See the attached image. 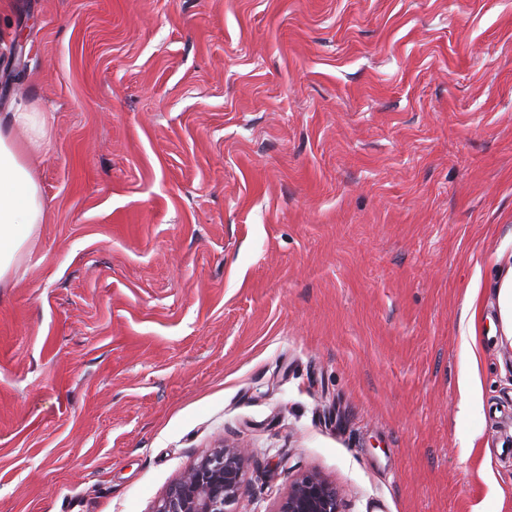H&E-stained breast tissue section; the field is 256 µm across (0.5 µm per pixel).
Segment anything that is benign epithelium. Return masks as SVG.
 <instances>
[{
	"mask_svg": "<svg viewBox=\"0 0 512 512\" xmlns=\"http://www.w3.org/2000/svg\"><path fill=\"white\" fill-rule=\"evenodd\" d=\"M244 449L226 444L186 469L155 512H230L243 488ZM277 512H342L336 486L316 473L294 481Z\"/></svg>",
	"mask_w": 512,
	"mask_h": 512,
	"instance_id": "1",
	"label": "benign epithelium"
}]
</instances>
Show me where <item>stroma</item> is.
<instances>
[{"instance_id": "35a3bbf8", "label": "stroma", "mask_w": 512, "mask_h": 512, "mask_svg": "<svg viewBox=\"0 0 512 512\" xmlns=\"http://www.w3.org/2000/svg\"><path fill=\"white\" fill-rule=\"evenodd\" d=\"M9 11L0 115L52 141L0 288V512H154L223 443L233 512L308 472L343 512H512V0ZM497 317L502 336L512 344V266L500 270L495 280Z\"/></svg>"}]
</instances>
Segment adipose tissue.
I'll list each match as a JSON object with an SVG mask.
<instances>
[{
	"label": "adipose tissue",
	"instance_id": "ef3b65f1",
	"mask_svg": "<svg viewBox=\"0 0 512 512\" xmlns=\"http://www.w3.org/2000/svg\"><path fill=\"white\" fill-rule=\"evenodd\" d=\"M49 133L48 117L35 108L0 121V283L47 218L36 166Z\"/></svg>",
	"mask_w": 512,
	"mask_h": 512
}]
</instances>
